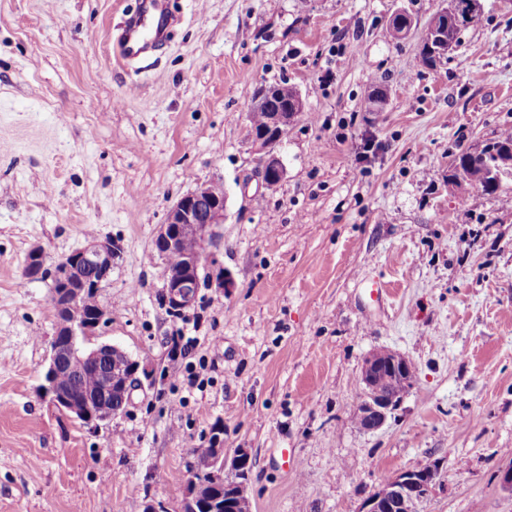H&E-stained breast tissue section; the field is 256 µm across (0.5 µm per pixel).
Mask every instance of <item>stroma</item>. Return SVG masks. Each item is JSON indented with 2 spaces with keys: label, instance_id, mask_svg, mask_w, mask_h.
<instances>
[{
  "label": "stroma",
  "instance_id": "stroma-1",
  "mask_svg": "<svg viewBox=\"0 0 512 512\" xmlns=\"http://www.w3.org/2000/svg\"><path fill=\"white\" fill-rule=\"evenodd\" d=\"M137 2L0 0V512H182L192 451L219 427L251 453L253 512H361L435 461L420 512H512L496 478L512 464V177L489 194L452 176L512 129V0H482L432 69L417 56L445 0H172L167 44L125 65L112 35ZM400 10L413 28L395 41ZM282 82L305 110L270 189L247 105ZM215 179L232 286L173 315L154 237ZM92 238L122 248L98 339L158 377L95 430L39 395L52 281L22 279L32 246L54 261ZM183 336L195 346L173 356ZM379 349L414 384L366 432L352 418Z\"/></svg>",
  "mask_w": 512,
  "mask_h": 512
}]
</instances>
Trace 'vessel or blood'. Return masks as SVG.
<instances>
[{
	"label": "vessel or blood",
	"mask_w": 512,
	"mask_h": 512,
	"mask_svg": "<svg viewBox=\"0 0 512 512\" xmlns=\"http://www.w3.org/2000/svg\"><path fill=\"white\" fill-rule=\"evenodd\" d=\"M176 22L169 0H139L114 41L122 60L135 62L167 41Z\"/></svg>",
	"instance_id": "1"
}]
</instances>
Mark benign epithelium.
Returning a JSON list of instances; mask_svg holds the SVG:
<instances>
[{
  "mask_svg": "<svg viewBox=\"0 0 512 512\" xmlns=\"http://www.w3.org/2000/svg\"><path fill=\"white\" fill-rule=\"evenodd\" d=\"M303 110V100L297 95L293 100V111L285 109L270 113L267 133L250 134L253 144L264 152L263 181L283 178V164L273 149L287 133L297 113ZM225 210L226 196L210 189L206 183L180 198L170 208L166 222L159 225L155 242L160 246L171 247L184 240H190L194 245L193 251L185 254L179 271H165L163 294L170 310L181 311L196 303L202 270L217 263L214 246L219 234L216 228L224 223ZM120 250V245L110 238L93 240L55 262L50 270L46 267L44 252L34 246L28 253L25 268L30 280L51 276L52 306L66 309V319L56 322L40 394L52 406L91 428L116 416L112 402L107 400L112 389L116 388L130 398L134 388L141 384V378H152L149 371L140 368L139 362L117 345L100 343L92 348L84 347V342L98 335L109 316L104 307L93 315L85 314L81 299L87 293L100 292L110 282L112 266ZM114 351L125 355L127 365H112L107 356ZM91 363L103 366L99 377L104 399L94 403L59 386L63 374L76 375ZM408 366V359L391 350L373 351L365 357L361 381L369 393L358 405L365 430L380 429L388 413L413 386L414 374L406 371ZM379 384L389 385L390 393L370 392ZM211 442L212 456L202 467L193 468L188 479L183 512H222L230 504L236 512H252L246 470L251 460L249 450L237 448L232 455H227L220 430L212 433ZM437 472L438 465L432 464L396 475L382 483L364 502L362 512H414L416 503L433 492Z\"/></svg>",
  "mask_w": 512,
  "mask_h": 512,
  "instance_id": "7a95c632",
  "label": "benign epithelium"
}]
</instances>
